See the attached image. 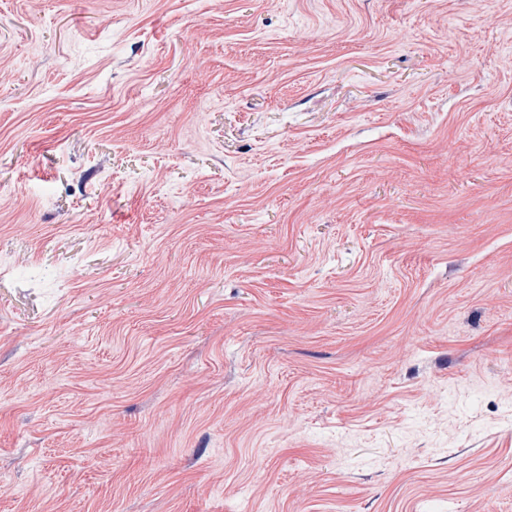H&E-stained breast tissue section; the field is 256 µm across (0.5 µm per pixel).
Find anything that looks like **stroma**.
<instances>
[{
	"label": "stroma",
	"mask_w": 512,
	"mask_h": 512,
	"mask_svg": "<svg viewBox=\"0 0 512 512\" xmlns=\"http://www.w3.org/2000/svg\"><path fill=\"white\" fill-rule=\"evenodd\" d=\"M0 512H512V0H0Z\"/></svg>",
	"instance_id": "stroma-1"
}]
</instances>
